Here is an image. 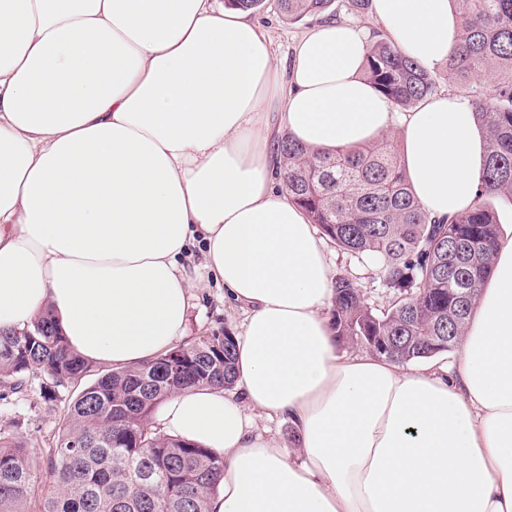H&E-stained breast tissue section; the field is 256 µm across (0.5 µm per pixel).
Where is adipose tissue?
Segmentation results:
<instances>
[{
    "instance_id": "ef3b65f1",
    "label": "adipose tissue",
    "mask_w": 512,
    "mask_h": 512,
    "mask_svg": "<svg viewBox=\"0 0 512 512\" xmlns=\"http://www.w3.org/2000/svg\"><path fill=\"white\" fill-rule=\"evenodd\" d=\"M422 68L457 40L450 0H372ZM363 34L327 21L291 66L223 0H0V330L42 310L84 358L170 350L203 267L246 306L233 389L169 397L162 430L224 458L209 512H512V238L455 370L341 352L315 225L279 191L274 133L328 150L398 130L431 218L466 209L485 141L468 103L410 112L362 75ZM288 418L295 448L258 418Z\"/></svg>"
}]
</instances>
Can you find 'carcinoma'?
<instances>
[{"label":"carcinoma","instance_id":"cac0c4a2","mask_svg":"<svg viewBox=\"0 0 512 512\" xmlns=\"http://www.w3.org/2000/svg\"><path fill=\"white\" fill-rule=\"evenodd\" d=\"M331 0H279L290 20L322 13ZM459 16L457 45L441 74L402 55L371 31L363 77L395 106L415 108L448 82L471 106L485 134L486 158L472 204L446 220L421 207L394 141L311 151L288 136L278 142L283 185L336 247L379 262L392 291L384 310L371 307L346 278L334 283L331 319L337 343L406 364L453 348L489 278L501 243L489 197L512 199V0H451ZM491 75L485 84L476 82ZM165 355L112 369L69 402L46 466L16 438L0 434V512H28L43 482L54 490L40 512H209L224 477V457L165 434L155 409L195 386L233 387L236 342L229 331L176 346ZM94 364L77 354L49 313L30 326L0 331V388L19 392L41 380L47 402L76 386Z\"/></svg>","mask_w":512,"mask_h":512}]
</instances>
